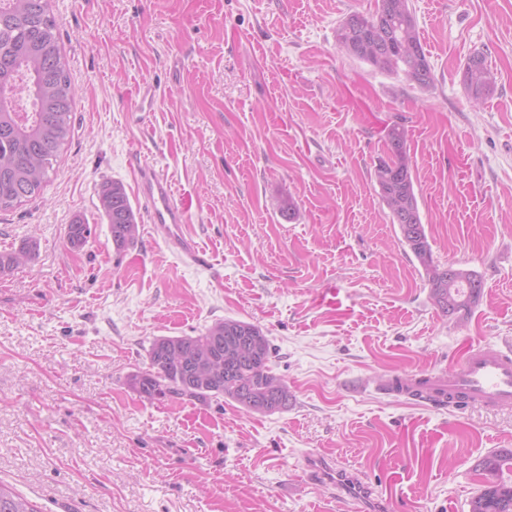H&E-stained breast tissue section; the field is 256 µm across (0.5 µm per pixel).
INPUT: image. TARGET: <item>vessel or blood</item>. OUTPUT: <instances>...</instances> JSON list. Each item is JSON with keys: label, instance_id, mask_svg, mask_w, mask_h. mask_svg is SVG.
I'll return each mask as SVG.
<instances>
[{"label": "vessel or blood", "instance_id": "obj_1", "mask_svg": "<svg viewBox=\"0 0 512 512\" xmlns=\"http://www.w3.org/2000/svg\"><path fill=\"white\" fill-rule=\"evenodd\" d=\"M135 194L142 200L147 223L162 231L167 247L184 263L203 264L204 258L187 231L186 203L174 193L165 173L154 164L135 161ZM424 389L435 406L459 403L492 409H512V350L492 351L472 346L454 366L393 375L387 393L401 388ZM306 470L318 484L340 492L360 489L361 483L344 467L307 457Z\"/></svg>", "mask_w": 512, "mask_h": 512}]
</instances>
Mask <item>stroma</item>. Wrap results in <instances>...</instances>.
Segmentation results:
<instances>
[{
  "mask_svg": "<svg viewBox=\"0 0 512 512\" xmlns=\"http://www.w3.org/2000/svg\"><path fill=\"white\" fill-rule=\"evenodd\" d=\"M72 136L38 197L0 211V481L40 512H468L476 462L512 448V412L434 409L382 381L512 346V0H410L434 75L423 91L337 50L375 0H50ZM484 53L494 93L462 71ZM405 128L435 263L484 282L466 322L430 298L374 180ZM157 164L206 266L140 223L116 250L106 182ZM293 216L282 213L287 203ZM92 235L67 248L68 224ZM335 283L337 311L317 307ZM259 326L288 409L148 401L128 384L159 336ZM346 461L369 506L311 484L304 455ZM462 82L468 96L475 101H480L494 92L495 78L483 53L476 52L467 58ZM38 249V242L31 239L24 242L18 249L0 252V274L11 273L18 267L25 265Z\"/></svg>",
  "mask_w": 512,
  "mask_h": 512,
  "instance_id": "obj_1",
  "label": "stroma"
}]
</instances>
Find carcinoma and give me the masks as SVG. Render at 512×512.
<instances>
[{"label": "carcinoma", "mask_w": 512, "mask_h": 512, "mask_svg": "<svg viewBox=\"0 0 512 512\" xmlns=\"http://www.w3.org/2000/svg\"><path fill=\"white\" fill-rule=\"evenodd\" d=\"M50 0H0V210L36 197L47 173L73 131L75 89L56 36ZM338 49L381 72L401 73L421 90L434 76L424 53L409 0H377L374 13L348 14L335 32ZM464 88L480 101L495 90V78L481 52L470 55L463 68ZM387 158L379 160L374 177L379 195L398 226L404 243L431 286L434 304L444 315L465 319L483 294L474 270L451 263V287L434 288L442 267L434 263L422 223L406 130L392 126L386 134ZM98 210L109 224L112 243L122 250L139 234L136 216L122 183L102 185ZM90 225L77 217L66 230V244L81 250ZM39 249L31 239L19 248L0 252V274L23 266ZM148 368L130 376L129 384L148 400L187 398L205 401L222 397L248 412L271 414L288 408L293 395L270 367L269 339L258 326L235 319L214 322L196 336H160L147 351ZM476 470L484 475L469 501V512H512V448L482 458ZM0 512H39L26 498L0 485Z\"/></svg>", "instance_id": "1"}]
</instances>
